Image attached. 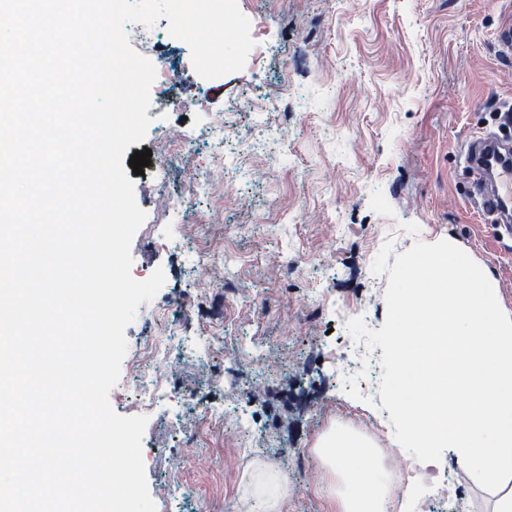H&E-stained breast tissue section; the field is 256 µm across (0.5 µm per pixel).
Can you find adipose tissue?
Segmentation results:
<instances>
[{
	"mask_svg": "<svg viewBox=\"0 0 512 512\" xmlns=\"http://www.w3.org/2000/svg\"><path fill=\"white\" fill-rule=\"evenodd\" d=\"M318 452L338 481L341 512H385L392 486L375 448L353 433L336 431L323 439Z\"/></svg>",
	"mask_w": 512,
	"mask_h": 512,
	"instance_id": "1",
	"label": "adipose tissue"
}]
</instances>
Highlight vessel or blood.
<instances>
[{
  "label": "vessel or blood",
  "mask_w": 512,
  "mask_h": 512,
  "mask_svg": "<svg viewBox=\"0 0 512 512\" xmlns=\"http://www.w3.org/2000/svg\"><path fill=\"white\" fill-rule=\"evenodd\" d=\"M499 147L494 137L475 138L467 147L464 162L472 198L482 216L497 230L512 236V226L501 220L504 209L512 206V165L496 163Z\"/></svg>",
  "instance_id": "1"
}]
</instances>
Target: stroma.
Here are the masks:
<instances>
[{
    "mask_svg": "<svg viewBox=\"0 0 512 512\" xmlns=\"http://www.w3.org/2000/svg\"><path fill=\"white\" fill-rule=\"evenodd\" d=\"M251 22L257 60L205 80L189 46L153 26L139 47L172 81L150 89L152 122L136 150L151 163L134 195L146 220L131 243V274L165 282L126 328L128 350L152 336L175 346L211 334L224 342L159 368L162 395L142 410L128 374L109 394L121 416L146 415L142 457L157 512H237L247 500V465L266 463L289 477L282 512H339L319 455L296 449L339 429L338 408L368 420L387 447L394 427L378 392L382 348L349 332L337 307L380 329L387 274L374 273L384 245L393 255L416 242L449 239L468 250L512 311V242L477 214L459 165L465 142L496 131L493 115L512 105V63L496 34L512 22V0H238ZM263 101L261 112L245 102ZM184 139L188 153L165 163L161 142ZM248 140L251 163L225 175L212 161ZM225 181L235 197L219 223L212 203L190 214L175 207L189 181ZM220 239L239 264L202 267L193 251ZM226 408L264 432L243 442L205 427L204 410ZM453 472V484L444 475ZM205 489L193 502L184 482ZM487 512L483 489L449 454L421 463L399 495V512Z\"/></svg>",
    "mask_w": 512,
    "mask_h": 512,
    "instance_id": "obj_1",
    "label": "stroma"
}]
</instances>
